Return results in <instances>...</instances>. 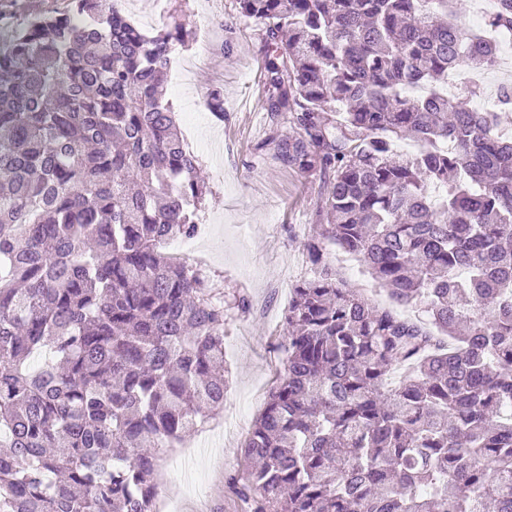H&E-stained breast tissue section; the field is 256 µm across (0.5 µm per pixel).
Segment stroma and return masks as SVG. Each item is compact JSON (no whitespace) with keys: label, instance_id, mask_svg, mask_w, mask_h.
<instances>
[{"label":"stroma","instance_id":"1","mask_svg":"<svg viewBox=\"0 0 512 512\" xmlns=\"http://www.w3.org/2000/svg\"><path fill=\"white\" fill-rule=\"evenodd\" d=\"M146 32L179 22L191 31L177 56L190 80L169 72L166 96L207 185L199 213L200 253L224 282V360L230 371L224 409L184 443L164 449L157 474L171 512H245L232 477L237 453L264 408L285 360L284 317L290 288L309 275L301 241L323 223L322 175H304L276 157L265 110L263 32L240 17L237 0H124ZM224 94V116L205 106ZM249 308L239 311L238 297Z\"/></svg>","mask_w":512,"mask_h":512}]
</instances>
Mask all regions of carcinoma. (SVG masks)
Returning <instances> with one entry per match:
<instances>
[{"mask_svg": "<svg viewBox=\"0 0 512 512\" xmlns=\"http://www.w3.org/2000/svg\"><path fill=\"white\" fill-rule=\"evenodd\" d=\"M238 4L264 31L277 158L325 177L328 219L240 448L246 512H512V84L492 111L443 93L494 67L512 0L479 32L462 0ZM189 37L71 0L0 49V512H156L160 450L224 407L218 274L160 249L196 234L205 196L161 94ZM206 106L224 117V94ZM407 135L425 150L397 151ZM330 245L391 304L348 287Z\"/></svg>", "mask_w": 512, "mask_h": 512, "instance_id": "cac0c4a2", "label": "carcinoma"}]
</instances>
